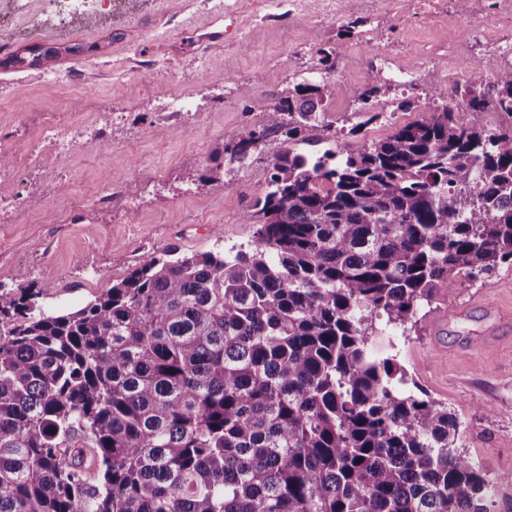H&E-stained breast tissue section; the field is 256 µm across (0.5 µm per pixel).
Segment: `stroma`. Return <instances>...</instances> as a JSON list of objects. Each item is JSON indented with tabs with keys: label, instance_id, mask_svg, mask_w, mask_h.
<instances>
[{
	"label": "stroma",
	"instance_id": "35a3bbf8",
	"mask_svg": "<svg viewBox=\"0 0 512 512\" xmlns=\"http://www.w3.org/2000/svg\"><path fill=\"white\" fill-rule=\"evenodd\" d=\"M252 4L238 0L236 23L251 40L232 52L224 49V8L211 0H119L91 23L55 16L46 0H16L0 17V139L8 144L0 156L9 173L0 186L27 204L0 223V270L25 274L0 282V291L32 284L43 290L44 309L74 311L166 248L250 243L255 227L241 216L265 189L278 142L259 144L243 172L225 167L224 144L262 123L274 103L269 87L288 89L292 37L255 21ZM37 45L59 53L35 67L10 65ZM147 58L160 69L143 76L137 65ZM177 95L195 100L198 113H161ZM50 109L80 132L57 159L58 177L45 180L33 147ZM113 112L121 124L111 125ZM117 180L135 212L99 206ZM491 304L501 319L489 316ZM439 316L448 328L435 336L430 324ZM416 318L397 342L400 359L462 421L466 454L494 483L495 512H512V269L421 304ZM490 328L491 347L477 349Z\"/></svg>",
	"mask_w": 512,
	"mask_h": 512
}]
</instances>
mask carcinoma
Masks as SVG:
<instances>
[{"instance_id":"carcinoma-1","label":"carcinoma","mask_w":512,"mask_h":512,"mask_svg":"<svg viewBox=\"0 0 512 512\" xmlns=\"http://www.w3.org/2000/svg\"><path fill=\"white\" fill-rule=\"evenodd\" d=\"M496 95L512 114V71ZM330 96L298 82L224 145L286 143L247 249L168 248L71 313L0 294V512H491L461 422L373 341L512 266V126L470 91L313 168L293 145Z\"/></svg>"}]
</instances>
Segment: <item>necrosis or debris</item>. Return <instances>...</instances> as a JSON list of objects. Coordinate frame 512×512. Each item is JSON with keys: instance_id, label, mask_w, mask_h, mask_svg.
<instances>
[{"instance_id": "obj_1", "label": "necrosis or debris", "mask_w": 512, "mask_h": 512, "mask_svg": "<svg viewBox=\"0 0 512 512\" xmlns=\"http://www.w3.org/2000/svg\"><path fill=\"white\" fill-rule=\"evenodd\" d=\"M265 18H287L302 28L347 23L349 0H263ZM365 12L383 26L365 32L357 49L368 69L405 92L445 77L464 86L476 79L492 90L501 73L512 70V0H363ZM452 23L449 39L424 40L420 31Z\"/></svg>"}]
</instances>
